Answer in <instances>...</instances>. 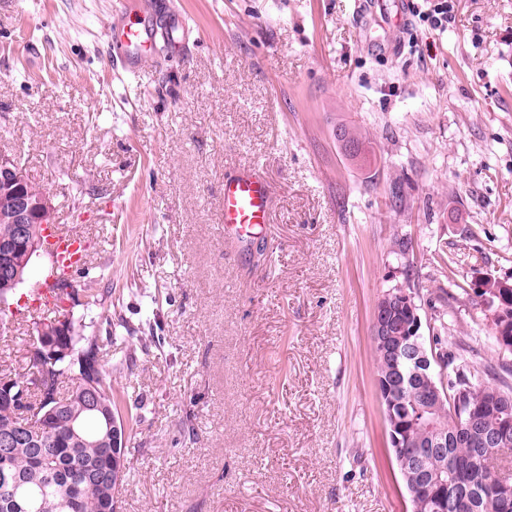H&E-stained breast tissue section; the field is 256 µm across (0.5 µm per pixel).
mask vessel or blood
<instances>
[{
	"instance_id": "1",
	"label": "vessel or blood",
	"mask_w": 512,
	"mask_h": 512,
	"mask_svg": "<svg viewBox=\"0 0 512 512\" xmlns=\"http://www.w3.org/2000/svg\"><path fill=\"white\" fill-rule=\"evenodd\" d=\"M144 0H119L118 14L125 23L108 29V37L124 60L126 70H138L147 50L156 38L150 22L142 20ZM139 13V20H132V13ZM223 193L224 234L240 241L262 235L265 224L271 220L273 196L270 186L260 169L245 168L225 176ZM43 234L53 258V269L42 281L38 290L43 302H51L54 286L62 276L82 269L87 261L86 245L82 236L60 224L45 225Z\"/></svg>"
}]
</instances>
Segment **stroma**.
<instances>
[{"label":"stroma","mask_w":512,"mask_h":512,"mask_svg":"<svg viewBox=\"0 0 512 512\" xmlns=\"http://www.w3.org/2000/svg\"><path fill=\"white\" fill-rule=\"evenodd\" d=\"M435 2L175 0L179 48L157 15L132 74L115 0H0V153L83 232L133 334L110 349L136 359L122 512H410L372 354L399 283L425 338L512 390L475 294L512 277V0H449L442 29ZM253 162L272 222L224 238V177ZM338 141L342 142V149L352 160L360 157L366 140L364 133L355 128H340L336 134Z\"/></svg>","instance_id":"35a3bbf8"}]
</instances>
